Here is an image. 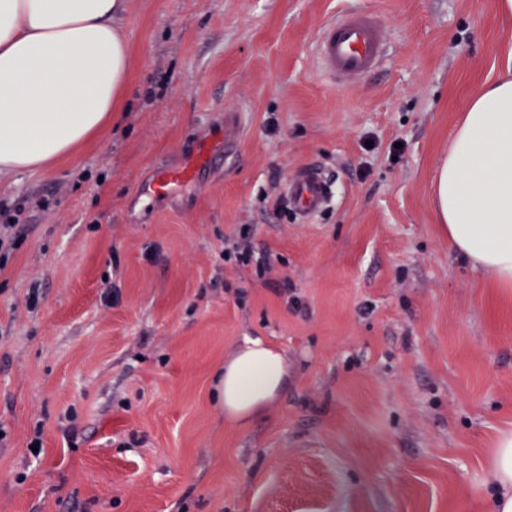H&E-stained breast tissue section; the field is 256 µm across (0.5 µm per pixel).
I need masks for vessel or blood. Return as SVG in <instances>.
I'll use <instances>...</instances> for the list:
<instances>
[{
    "label": "vessel or blood",
    "mask_w": 512,
    "mask_h": 512,
    "mask_svg": "<svg viewBox=\"0 0 512 512\" xmlns=\"http://www.w3.org/2000/svg\"><path fill=\"white\" fill-rule=\"evenodd\" d=\"M383 55L384 43L378 18L354 9L327 23L316 46L320 70L333 84L341 87L354 85L374 72ZM239 137L237 122H225L223 133L200 141L179 166L161 168L146 186V193L161 197L193 185L218 160L231 157ZM284 195L289 209L306 222L324 209L331 196V185L319 167H305L289 177Z\"/></svg>",
    "instance_id": "1"
}]
</instances>
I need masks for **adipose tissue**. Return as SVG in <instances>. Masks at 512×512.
<instances>
[{
	"mask_svg": "<svg viewBox=\"0 0 512 512\" xmlns=\"http://www.w3.org/2000/svg\"><path fill=\"white\" fill-rule=\"evenodd\" d=\"M125 10V0H0V176L46 170L111 122L129 79ZM434 192L449 249L512 292V79L472 92ZM289 378L281 350L238 340L216 383L225 421L267 416ZM492 481V512H512V433Z\"/></svg>",
	"mask_w": 512,
	"mask_h": 512,
	"instance_id": "adipose-tissue-1",
	"label": "adipose tissue"
}]
</instances>
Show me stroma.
Wrapping results in <instances>:
<instances>
[{
	"mask_svg": "<svg viewBox=\"0 0 512 512\" xmlns=\"http://www.w3.org/2000/svg\"><path fill=\"white\" fill-rule=\"evenodd\" d=\"M126 97L52 169L0 179V512H490L512 432V297L448 248L436 171L512 70L497 0H126ZM385 54L341 89L314 46L349 5ZM239 114L237 154L137 191ZM335 180L301 222L296 169ZM245 336L292 372L224 424ZM40 439L39 451L30 448Z\"/></svg>",
	"mask_w": 512,
	"mask_h": 512,
	"instance_id": "1",
	"label": "stroma"
}]
</instances>
